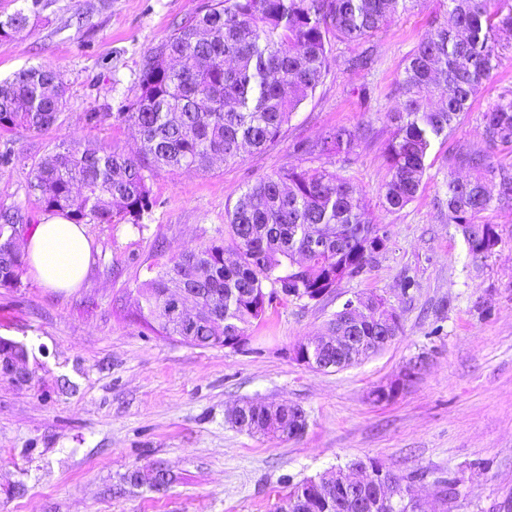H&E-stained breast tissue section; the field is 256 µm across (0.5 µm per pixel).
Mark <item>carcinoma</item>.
Listing matches in <instances>:
<instances>
[{
  "label": "carcinoma",
  "mask_w": 512,
  "mask_h": 512,
  "mask_svg": "<svg viewBox=\"0 0 512 512\" xmlns=\"http://www.w3.org/2000/svg\"><path fill=\"white\" fill-rule=\"evenodd\" d=\"M0 20V38L27 27L43 0H20ZM420 0H209L143 56L140 93L116 112H89L88 124L128 123L137 129L136 155L79 144L55 151L29 173V190L41 208L74 224L141 227L154 201L145 170H207L213 160H235L241 150L262 151L316 91L332 42L362 45ZM443 13L429 36L405 58L396 92L401 108L387 113L393 127L385 146L390 178L381 187L388 211L418 196L433 142L448 139L461 116L497 71L500 50L512 47V0H442ZM66 89L59 73L32 66L0 80V134L42 133L61 118ZM484 137L476 147L448 153V223L463 235L469 254L488 257L499 242L483 214L512 208V89L483 113ZM357 135L336 128L321 141L299 142L301 155L349 158ZM465 170L466 179L456 176ZM24 223L19 209H0V286L22 283L26 253L13 240ZM338 228L348 238L377 247L388 240L371 225L362 199L348 179L323 169L283 168L244 191L227 211L228 240L184 251L143 283L139 310L145 324L164 336H181L162 304L168 290L207 288L232 298L222 317L195 332L191 345L224 346L226 336H245L264 318L275 288L289 284L332 293L344 275L364 270L373 254L355 253L296 260L304 237L317 225ZM237 260L224 265V243ZM382 350L339 356L341 368ZM274 436L290 440L306 428L303 409L280 410ZM400 497L378 512H415L409 478L391 473Z\"/></svg>",
  "instance_id": "carcinoma-1"
}]
</instances>
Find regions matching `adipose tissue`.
I'll return each mask as SVG.
<instances>
[{"label": "adipose tissue", "instance_id": "1", "mask_svg": "<svg viewBox=\"0 0 512 512\" xmlns=\"http://www.w3.org/2000/svg\"><path fill=\"white\" fill-rule=\"evenodd\" d=\"M31 271L42 287L64 291L77 287L91 263V240L84 225L60 215L43 219L25 246Z\"/></svg>", "mask_w": 512, "mask_h": 512}]
</instances>
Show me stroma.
Here are the masks:
<instances>
[{
    "label": "stroma",
    "mask_w": 512,
    "mask_h": 512,
    "mask_svg": "<svg viewBox=\"0 0 512 512\" xmlns=\"http://www.w3.org/2000/svg\"><path fill=\"white\" fill-rule=\"evenodd\" d=\"M38 21L0 41V79L38 65L68 89L58 125L0 136L17 162L0 166V205L32 224L44 212L28 174L62 144L136 154L135 127H92L89 112H114L139 92L141 60L206 0H44ZM442 11L424 0L374 38L375 62L355 69L358 48L335 44L329 73L295 112L281 140L211 169L157 171L155 205L141 228L91 224L94 261L78 288L53 291L25 274L0 287V337L24 343L30 385L0 379V512H274L296 483L372 458L409 477L422 512H512V210L485 213L500 242L469 255L448 222V150L481 142L482 115L512 88V48L449 142L434 144L418 198L385 209L383 147L400 106L402 62ZM338 127L360 134L351 162L295 154ZM292 166L347 177L386 248L319 301H275L236 348H199L152 332L137 290L149 268L222 237L226 213L248 185ZM414 288L403 291L404 280ZM382 297L401 333L348 368L320 372L295 346L327 335L354 295ZM399 393L376 401L393 382ZM257 400L301 407L300 438L241 430L229 414ZM158 463L173 482L162 498L146 487L117 494L132 473ZM456 495L444 500L443 485Z\"/></svg>",
    "instance_id": "35a3bbf8"
}]
</instances>
